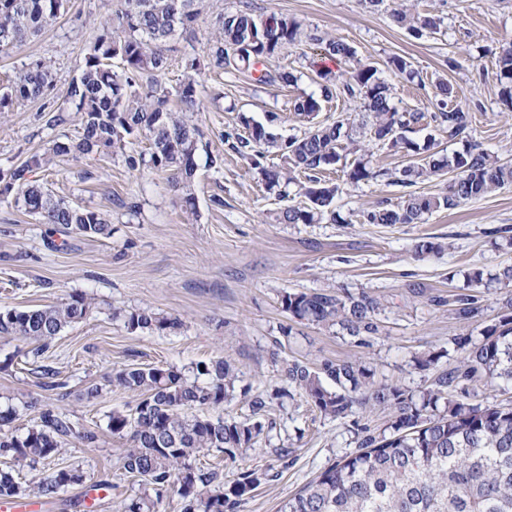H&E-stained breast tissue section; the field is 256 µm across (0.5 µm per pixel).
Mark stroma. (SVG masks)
<instances>
[{
	"label": "stroma",
	"instance_id": "1",
	"mask_svg": "<svg viewBox=\"0 0 512 512\" xmlns=\"http://www.w3.org/2000/svg\"><path fill=\"white\" fill-rule=\"evenodd\" d=\"M241 2L196 0L201 22L193 33L168 42L163 85L178 87L187 61L201 56L217 15ZM249 2L255 13H276L299 24L295 46L264 63L271 71L292 72L296 81L264 85L250 71H204L197 119L205 155L197 160L194 206H186L170 173L132 171L119 156L94 160L78 154L57 158L41 179L55 195L103 212L112 229L109 237L63 233L0 199V309L49 305L74 293L94 303L87 319L56 336L41 357L33 356L27 341L0 337V408L16 411L11 432L22 435L32 424L35 413L27 404L34 399L76 429L60 455L19 473L27 482L63 467L82 470L83 481L46 500V512H84L83 495L96 484L112 488L97 512H115L118 502L145 491L119 461L126 439L107 429L112 411L136 404L133 394L107 385L113 369L172 365L189 372L197 363L228 359L238 381L223 415L238 421L251 415L249 394L271 395L275 428L255 448L225 462L224 478L233 480L246 469L267 471L266 481L235 512H280L325 467L355 451L363 429L380 431L388 420L387 412L378 409L334 419L313 411L300 397L275 399V392L287 386L284 360L318 364L361 358L378 376L420 390L432 374L417 368L415 354L438 351L440 366L454 367L453 338L478 335L505 313L512 298V286L495 284L483 289L482 310L473 319L461 321L451 312L468 272L478 269L490 276L512 265V185L430 213L420 224H364L361 212L381 199L395 202L407 192L437 196L446 191L447 177L421 179L407 189L384 177L350 184L333 170L326 177L338 187L332 204L336 219L281 224L276 216L282 209L306 202L298 185L282 196L268 192L249 156L227 141L246 134L249 118L271 122L274 133L286 138L303 135L308 124L292 112L291 102L320 92L309 41L310 34L319 33L349 44L385 79L390 58L410 62L416 77L394 81V102L399 110L426 118L409 126L407 138L432 144L443 157L473 143L512 162V109L500 98L498 66L503 49L512 45V0H409L416 11L441 19L437 32L420 37L395 23L389 12L367 9L364 0ZM120 5L121 0H69L67 11L42 33L0 53V81L37 58L52 62L55 78L47 98L0 113V168L19 165L57 136L77 138V122L52 129L44 111L62 102L87 48ZM442 82L451 89L449 106L468 114V140L448 139L427 118ZM209 154L223 157L221 168L208 167ZM506 225L510 233L492 235V228ZM422 237L441 243V251L416 254ZM320 288L380 300L379 331L368 344L283 310V294ZM145 306L179 318L181 328L133 333L112 314L116 307ZM44 366L57 371V389L42 388ZM91 385L102 391L89 403L83 393ZM85 431L95 432L96 441L83 440ZM279 448L287 449L286 458L276 456Z\"/></svg>",
	"mask_w": 512,
	"mask_h": 512
}]
</instances>
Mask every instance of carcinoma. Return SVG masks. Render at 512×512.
<instances>
[{"label": "carcinoma", "instance_id": "carcinoma-1", "mask_svg": "<svg viewBox=\"0 0 512 512\" xmlns=\"http://www.w3.org/2000/svg\"><path fill=\"white\" fill-rule=\"evenodd\" d=\"M123 0L115 17L106 20L89 46L79 74L68 84L64 101L48 111L46 125L58 127L76 117L78 139L58 137L43 151L31 154L23 163L0 169V196L10 199L19 211L41 224H61L71 233L85 237L111 233L105 217L97 210L71 203L54 193L36 177L58 157L79 154L121 156L133 171L152 169L173 172L175 184L187 189L197 169V155L203 132L194 116L200 111L197 76L201 65L212 69L249 71L264 59L297 41L296 21L275 13L257 15L247 4L217 16L216 30L203 47V59L194 58L176 90L180 109L168 107L171 92L156 79L168 67L166 44L177 32L194 30L199 12L194 0ZM67 0H0V53L38 35L65 11ZM394 21L420 33L434 32L440 18L412 15L404 8L391 10ZM310 66L317 58L350 61L353 49L343 41L314 35ZM119 65H114V61ZM505 79L500 95L512 107V47L498 60ZM154 79L144 83L142 75ZM325 80L327 99L341 92L359 101L363 111L361 128L370 137L396 152H417L403 130L424 118L417 112H400L392 104L393 86L377 75V69L357 65L338 80L329 70H318ZM261 84L289 85L297 77L289 71L264 73ZM51 65L42 59L25 64L7 84L0 87V113L41 99L52 87ZM450 88L436 86V127L448 138H466L468 116L460 107L448 109ZM293 112L308 118L310 126L301 137L282 140L262 123H248V136H238L231 148L239 154L253 151L252 163L268 190L273 191L305 176L301 185L308 200L304 206H290L278 220L282 224H316L336 195V187L320 174L338 164L343 152L363 151L351 139L342 145L341 121H316L320 100L312 94L292 101ZM144 135L150 151L126 152L131 140ZM288 160L286 170L267 168L261 163L269 149ZM454 173L447 192L423 197L410 194L393 203L384 200L361 214L363 224H419L424 216L454 209L512 185V165L474 145L451 158L432 155L424 163L407 165L390 174L391 182L404 187L421 178ZM343 176L351 184L384 176L371 168L364 157L343 165ZM509 312L488 325L476 340H454L458 365L439 367L442 353L425 351L415 357L421 370H433L432 383L415 394L386 380L375 379V371L361 359L312 364L301 359L285 362L283 372L299 397L321 415L343 418L353 409L389 410V423L379 433L364 429L358 449L326 467L282 506L281 512H512V401L474 404L467 383L478 377L512 385V298ZM282 307L293 318L324 328L339 327L359 343L378 332L376 315L381 303L367 295H341L328 288L287 293ZM481 296L460 293L454 299V314L462 321L481 311ZM92 309V299L76 293L53 305L0 309V336L38 344L39 356L48 341L69 326L83 321ZM123 314L130 332L176 330L177 317L158 316L148 308ZM189 377L175 366L127 365L116 370L108 385L138 397L135 408L116 410L108 429L127 438L121 450L122 468L153 494L123 500L118 512H157L167 491L181 500V512H234L243 497L251 494L268 477V471L250 469L231 483L217 466H206L201 458L213 452L233 460L253 448L264 430L273 429L269 419L271 403L262 393L250 400L252 418L227 420L206 413L233 398L237 370L220 358L202 363ZM204 381H199V378ZM15 418V410L0 411V456H8L13 467L0 469V499L11 500L35 494L54 498L68 486L83 480L77 469L59 468L52 474L25 485L15 476V467L33 468L58 454L73 424L49 409L38 410V421L18 437L4 430Z\"/></svg>", "mask_w": 512, "mask_h": 512}]
</instances>
